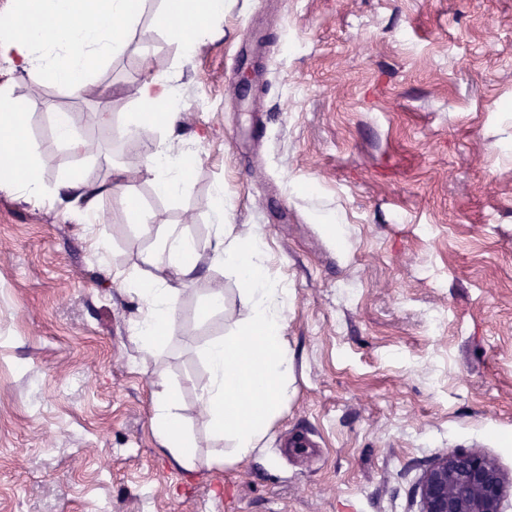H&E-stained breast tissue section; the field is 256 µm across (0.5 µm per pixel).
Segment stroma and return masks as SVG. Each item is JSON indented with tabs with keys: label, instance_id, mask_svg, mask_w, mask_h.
Instances as JSON below:
<instances>
[{
	"label": "stroma",
	"instance_id": "obj_1",
	"mask_svg": "<svg viewBox=\"0 0 512 512\" xmlns=\"http://www.w3.org/2000/svg\"><path fill=\"white\" fill-rule=\"evenodd\" d=\"M158 4L82 95L0 63L47 195L0 189V512H418L443 452L512 475V0H236L187 63ZM156 71L182 103L147 143L195 164L176 197L137 182L139 224L112 170L142 165L117 131ZM58 112L96 151L57 141ZM73 171L102 189L93 222ZM218 186L288 291L295 359L262 448L223 466L198 393L203 346L246 312L236 278L202 255L151 354L119 277H169L147 259L156 237L211 238ZM214 288L224 306L201 315ZM157 357L195 437L189 472L151 427ZM302 433L315 452L284 454Z\"/></svg>",
	"mask_w": 512,
	"mask_h": 512
}]
</instances>
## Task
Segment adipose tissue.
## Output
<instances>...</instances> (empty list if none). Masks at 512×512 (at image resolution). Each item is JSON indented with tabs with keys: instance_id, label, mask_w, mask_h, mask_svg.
I'll return each mask as SVG.
<instances>
[{
	"instance_id": "ef3b65f1",
	"label": "adipose tissue",
	"mask_w": 512,
	"mask_h": 512,
	"mask_svg": "<svg viewBox=\"0 0 512 512\" xmlns=\"http://www.w3.org/2000/svg\"><path fill=\"white\" fill-rule=\"evenodd\" d=\"M145 4L146 0H17L25 24L19 29L0 25V60L37 67L41 79L82 92L91 62L126 51ZM226 7V0H164L154 25L179 43L187 59ZM176 92L167 78L145 82L141 109L125 128L128 145L144 151L140 178L167 196L178 195L187 186L191 162L162 146L143 148L142 138L157 123L174 124ZM24 137L25 115L10 92L1 88L0 156L14 157V145ZM205 247L214 262L237 277L248 304L233 331L212 340L203 351L208 378L199 404L212 432L224 439V451L215 458L221 466L247 459L260 449L288 402L294 362L283 336L286 291L268 277L256 235L231 238L222 229L206 244L174 227L158 239L152 258L172 276L130 279L141 304L136 339L149 351L162 343ZM155 376L152 429L176 464L193 469L195 441L182 424L178 395L167 382L164 365H157Z\"/></svg>"
}]
</instances>
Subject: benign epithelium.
Instances as JSON below:
<instances>
[{
    "instance_id": "benign-epithelium-1",
    "label": "benign epithelium",
    "mask_w": 512,
    "mask_h": 512,
    "mask_svg": "<svg viewBox=\"0 0 512 512\" xmlns=\"http://www.w3.org/2000/svg\"><path fill=\"white\" fill-rule=\"evenodd\" d=\"M512 478L483 454L444 452L418 483L419 512H502Z\"/></svg>"
}]
</instances>
